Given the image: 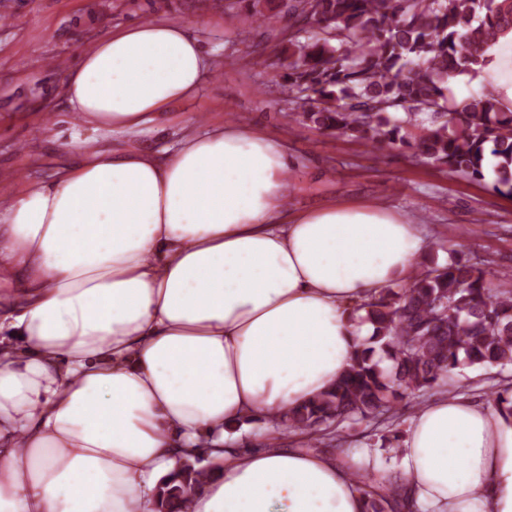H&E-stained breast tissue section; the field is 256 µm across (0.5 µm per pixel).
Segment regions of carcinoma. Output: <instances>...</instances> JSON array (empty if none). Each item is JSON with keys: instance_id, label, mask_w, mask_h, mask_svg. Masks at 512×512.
Returning a JSON list of instances; mask_svg holds the SVG:
<instances>
[{"instance_id": "carcinoma-1", "label": "carcinoma", "mask_w": 512, "mask_h": 512, "mask_svg": "<svg viewBox=\"0 0 512 512\" xmlns=\"http://www.w3.org/2000/svg\"><path fill=\"white\" fill-rule=\"evenodd\" d=\"M298 23L280 62L303 120L372 149L407 146L422 161L482 179L512 195V111L482 90L462 104L448 83L475 71L512 31V0H292ZM371 335L343 377L315 400L288 409L280 425L308 436L355 418L395 417L398 406L439 389L457 392L460 367L512 365V283L488 278L482 261L428 263L409 288L363 303ZM487 396L512 415V388ZM206 472L186 461L162 480L157 512H187L185 494ZM358 469L366 512H390L397 482L373 490Z\"/></svg>"}]
</instances>
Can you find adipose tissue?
Instances as JSON below:
<instances>
[{
	"label": "adipose tissue",
	"instance_id": "ef3b65f1",
	"mask_svg": "<svg viewBox=\"0 0 512 512\" xmlns=\"http://www.w3.org/2000/svg\"><path fill=\"white\" fill-rule=\"evenodd\" d=\"M476 81L512 108V51ZM211 67L187 25L147 21L84 50L63 90L78 124L52 181L0 177V512H154L189 457L191 512H365L352 468L307 448L240 447L344 374L356 312L410 284L429 249L387 206H288L280 141L184 120ZM396 458L405 507L512 512V417L462 396L416 409ZM279 430H273L267 428L262 420L256 419L249 422L246 427L238 426L229 430V434H238L239 439H244L248 442H259L262 443L263 439L275 437Z\"/></svg>",
	"mask_w": 512,
	"mask_h": 512
}]
</instances>
